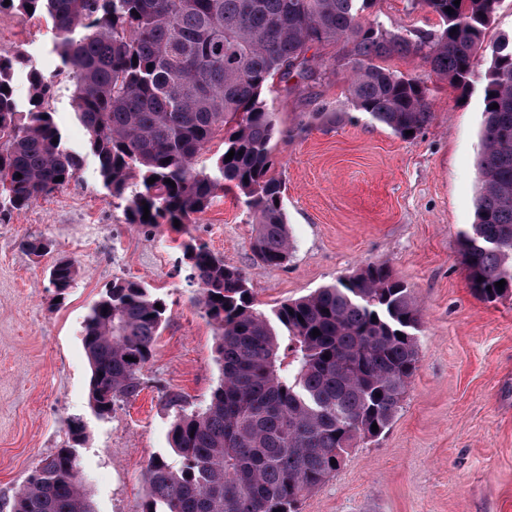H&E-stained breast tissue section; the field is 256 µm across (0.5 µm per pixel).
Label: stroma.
Instances as JSON below:
<instances>
[{
    "instance_id": "35a3bbf8",
    "label": "stroma",
    "mask_w": 512,
    "mask_h": 512,
    "mask_svg": "<svg viewBox=\"0 0 512 512\" xmlns=\"http://www.w3.org/2000/svg\"><path fill=\"white\" fill-rule=\"evenodd\" d=\"M364 17L414 34L438 25L409 0H373ZM54 40L45 19L0 13V50L23 52L48 74L60 65ZM321 56L326 77L293 91L278 82L266 94L288 130L273 168L286 186L293 240L286 264L255 262L251 216L233 192L177 230L127 223L124 202L110 197L89 155L77 178L51 197L0 219V512H10L28 472L66 445L76 417L87 426L77 454L95 512H137L149 459L173 455L165 393L196 409L220 378L215 331L177 262L178 245L190 240L241 270L267 311L383 264L422 314L418 368L391 425L359 442L304 497L300 512H512V297L478 298L459 244L475 218L482 86L463 96L421 57L386 59V68L429 89L431 120L405 139L352 108L340 49ZM49 109L67 146L83 149L65 78ZM322 110L335 113V122L315 120ZM42 237L53 243L45 256L20 246ZM59 258L74 260L80 277L57 303L48 271ZM117 279L152 288L170 319L139 395L100 418L89 407L81 326Z\"/></svg>"
}]
</instances>
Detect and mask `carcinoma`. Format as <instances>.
I'll use <instances>...</instances> for the list:
<instances>
[{"label": "carcinoma", "instance_id": "obj_1", "mask_svg": "<svg viewBox=\"0 0 512 512\" xmlns=\"http://www.w3.org/2000/svg\"><path fill=\"white\" fill-rule=\"evenodd\" d=\"M4 2L0 10L51 19L59 74L74 85L75 119L103 185L125 202L127 223L190 224L235 190L256 224L254 256L267 266L284 264L291 250L284 207L275 205L283 200L282 183L271 174L280 123L265 94L274 80L321 77L326 70L310 50L338 46L353 109L404 138L430 120L428 88L377 61L420 55L463 95L481 79L476 219L460 234V247L480 299L512 296V36L483 47L501 0H411L440 19L425 36L364 21L370 0ZM21 70L30 86L24 114L13 90ZM55 86V77L23 54L0 53L3 215L50 197L81 170L82 154L66 146L45 110ZM221 131L223 153L198 166ZM232 149L237 154L227 162ZM20 246L38 257L50 252L41 239ZM183 257L199 290L197 305L218 336L222 379L200 410L165 394L175 412L168 438L177 460H149L138 512H298L352 448L389 428L416 371L420 311L384 264L267 312L242 272L205 244H184ZM78 276L75 261L56 260L49 271L54 297L65 298ZM168 318L166 302L136 281L113 282L91 304L82 341L96 415H110L139 394ZM86 439L83 421L71 419L68 445L31 471L10 512H95L77 477L76 448Z\"/></svg>", "mask_w": 512, "mask_h": 512}]
</instances>
